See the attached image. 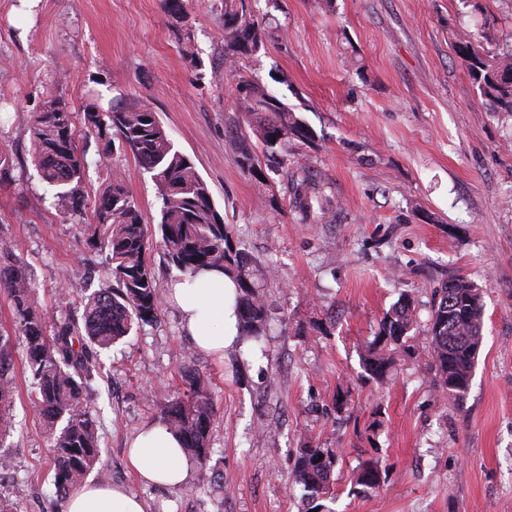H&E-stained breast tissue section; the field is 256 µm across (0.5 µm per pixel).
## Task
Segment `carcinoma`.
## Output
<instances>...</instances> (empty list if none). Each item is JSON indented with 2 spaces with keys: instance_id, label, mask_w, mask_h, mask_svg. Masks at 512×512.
Listing matches in <instances>:
<instances>
[{
  "instance_id": "carcinoma-1",
  "label": "carcinoma",
  "mask_w": 512,
  "mask_h": 512,
  "mask_svg": "<svg viewBox=\"0 0 512 512\" xmlns=\"http://www.w3.org/2000/svg\"><path fill=\"white\" fill-rule=\"evenodd\" d=\"M266 32L244 11L224 12V56L234 65L252 57L264 44ZM485 34L460 39L459 57L492 112L512 114V47L494 53L486 48ZM238 112L243 121L260 119L264 146L258 156L242 133L229 136V147L239 166L265 186L263 168L288 164V142H314L312 129L300 116L257 83L243 82L238 89ZM76 115L55 94L48 95L32 113L30 136L33 160L43 180L53 188L54 205L65 220L84 213V154L76 144ZM86 132L103 143L101 158L115 147L132 152L150 176L158 201L157 231L170 265L182 274L219 268L234 275L242 335L258 339L266 332L268 310L245 271V263L230 247L229 228L215 208L208 183L194 160L175 148L156 113L146 104L104 110L90 104L83 112ZM268 164H262V161ZM327 197L299 196L295 206L301 223L314 208L329 213ZM88 244L106 253L109 278L84 304L81 320L57 317L35 298V284L28 267L16 254L11 238L0 236V287L7 290L14 312V337L0 334V437L9 434L15 421L6 411L14 393L12 350L22 346L29 379V401L43 421L53 448L52 470L56 496L64 498L97 470L102 481L109 473L97 467L100 457L96 421L91 415L89 392L99 369L97 349H105L127 336L134 326L153 322L164 296L149 266L152 228L127 189L121 172L98 195ZM410 300L397 302L381 320L374 340L363 357L369 378L382 381L394 365V354L405 348L413 323ZM484 304L478 288L457 277L439 290L432 306L428 335L434 385L459 405L469 392L478 348L483 343ZM181 378L184 397L157 400L160 422L181 439L182 449L199 464L209 455V428L214 405L208 383L185 365ZM336 461L331 448H303L294 467L295 482L315 497L329 483ZM379 462H368L357 472L355 485L367 494L379 486Z\"/></svg>"
}]
</instances>
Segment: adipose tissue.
<instances>
[{
	"mask_svg": "<svg viewBox=\"0 0 512 512\" xmlns=\"http://www.w3.org/2000/svg\"><path fill=\"white\" fill-rule=\"evenodd\" d=\"M236 284L222 270H202L170 284L168 299L178 310L197 351L220 356L240 341L235 309ZM129 465L147 483L173 489L189 473L181 443L163 427L144 426L127 454ZM61 512H147L145 502L123 487L86 483L62 502Z\"/></svg>",
	"mask_w": 512,
	"mask_h": 512,
	"instance_id": "obj_1",
	"label": "adipose tissue"
}]
</instances>
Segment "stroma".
I'll use <instances>...</instances> for the list:
<instances>
[{"mask_svg":"<svg viewBox=\"0 0 512 512\" xmlns=\"http://www.w3.org/2000/svg\"><path fill=\"white\" fill-rule=\"evenodd\" d=\"M268 32L255 55L224 61L226 6ZM486 32L512 44V0H191L183 18L163 0H0V235L29 265L36 296L80 317L106 277L85 232L101 188L121 171L145 220L158 203L131 151L101 162L84 137L88 206L62 219L32 161L29 123L47 94L75 113L101 89L156 112L193 157L230 229V243L269 309L260 340L217 359L195 350L177 310L101 352L92 383L100 465L149 512H307L294 481L301 449L332 448L326 512H512V115L489 111L456 51ZM190 37L186 59L180 40ZM259 82L302 116L315 142L288 145V166L259 186L228 148L239 79ZM309 177L336 203L301 224L292 203ZM464 277L484 300L483 344L463 405L425 366L436 288ZM416 302L408 352L384 382L362 355L401 295ZM193 360L215 405L206 465L173 490L141 482L128 441L157 422L156 396H180ZM17 422L0 438L13 459L0 495L18 512L58 510L52 449L27 398L14 350ZM380 462L378 488L354 474Z\"/></svg>","mask_w":512,"mask_h":512,"instance_id":"obj_1","label":"stroma"}]
</instances>
